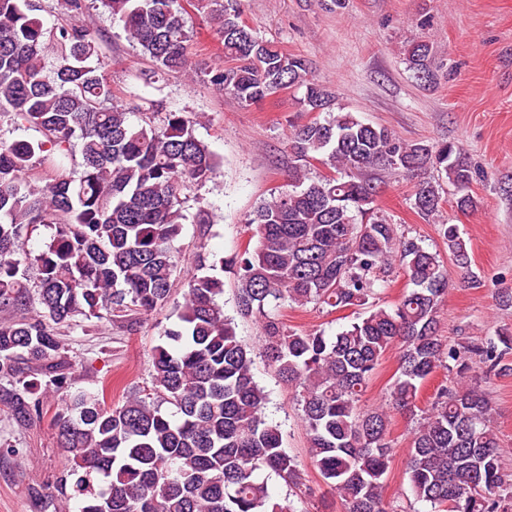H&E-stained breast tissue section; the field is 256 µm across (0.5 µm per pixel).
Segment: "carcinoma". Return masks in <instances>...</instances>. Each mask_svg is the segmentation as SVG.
<instances>
[{
	"label": "carcinoma",
	"mask_w": 512,
	"mask_h": 512,
	"mask_svg": "<svg viewBox=\"0 0 512 512\" xmlns=\"http://www.w3.org/2000/svg\"><path fill=\"white\" fill-rule=\"evenodd\" d=\"M154 68L191 65L194 32L183 0H97ZM224 50V64L204 71L210 86L250 106L281 90L304 89L305 112L322 119L292 126L288 184L261 201L248 221L255 239L231 260L236 311L261 323V353L298 391L309 458L344 512H387L385 478L392 448L390 410L416 408L420 385L456 362L457 388L443 393L414 430L407 463L411 492L432 512H512V484L482 391L469 361L485 376L507 371L512 331L447 346L437 313L448 294L439 254L376 207L364 174L384 167L415 182L410 205L429 217L445 190L456 208H477L471 193L483 172L454 143H409L350 112L331 111L333 92L315 81L309 61L243 26L242 0H190ZM40 0H0V117L43 133L38 141L0 138V404L28 425L45 416L50 391L63 395L53 415L71 462L53 489L75 498L78 512H293L272 500L260 474L298 484V461L280 426L264 416L268 394L254 378L255 348L239 339L219 299L224 279L207 272L205 254L186 282L179 322L163 327L151 355V385L117 403L106 387L71 389L72 360L62 336L85 322L137 330L165 307L179 272L174 242L191 194L213 180L218 162L195 135L194 118L121 103L100 64L95 37L69 22L46 28ZM56 63L46 71L48 51ZM426 43L408 51L429 82ZM329 172L309 176L311 161ZM433 168L442 181L419 178ZM51 233L27 248L38 227ZM460 278L471 280L457 224H440ZM399 263L412 284L391 308L365 309L384 274ZM37 267V277L28 268ZM328 312L357 308L358 321L333 336L290 330L284 307ZM400 350L389 406L361 398L391 349Z\"/></svg>",
	"instance_id": "obj_1"
}]
</instances>
